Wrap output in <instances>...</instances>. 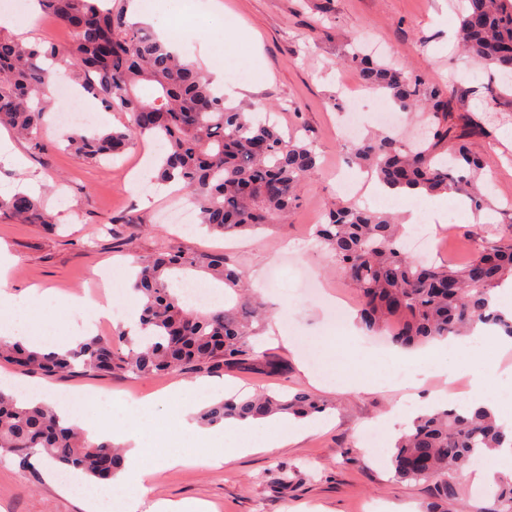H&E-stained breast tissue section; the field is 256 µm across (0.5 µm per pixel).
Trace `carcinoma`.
<instances>
[{"mask_svg":"<svg viewBox=\"0 0 512 512\" xmlns=\"http://www.w3.org/2000/svg\"><path fill=\"white\" fill-rule=\"evenodd\" d=\"M38 0L43 16L73 33L70 44L25 43L0 28V125L42 150L47 106L35 100L48 79L46 63L68 60L86 92L119 112L122 126L79 130L65 136L79 158L97 162L123 153L146 137L163 142L158 178L175 182L193 198L202 223L227 236L244 235L286 219L299 203L303 183L318 173L313 142L288 136L240 103L231 104L193 62L170 52L159 38L127 18L124 3L112 0ZM456 38L462 63L483 67L490 81L512 70V0H463ZM361 82L380 89L400 112L419 114L430 131L405 141L389 133L357 140L346 150L380 183L423 195L457 193L480 212L490 207L481 192L484 161L469 147L482 131L474 112L456 111L448 86L426 85L392 60L375 61L354 50L345 59ZM0 211L23 224L54 227L40 199L17 192L0 198ZM509 231L479 246L459 266L420 262L401 244L399 216L351 204L329 210L314 235L354 285L366 330H389V342L412 350L448 336H465L477 325L498 328L512 338V313L492 307L494 290L512 280V211L499 210ZM132 290L139 296L136 335H93L64 355L30 350L0 339V360L31 376L96 375L117 372L162 376L172 371L211 375L253 366L263 360L251 338L261 306L244 296L242 273L223 253L183 254L167 247L136 256ZM194 269L224 283L238 295L231 308L205 312L190 306L172 288L169 273ZM326 409L325 401L300 390L293 396L261 391L229 398L203 410L209 425L227 419L274 414L306 417ZM507 439L493 412L469 414L434 410L417 417L396 441L391 464L399 481L431 487L424 512H512V482H505L484 506L470 503L460 479L463 468ZM0 448L22 468L38 454L98 481L123 466L121 450L94 443L42 402L22 404L0 390Z\"/></svg>","mask_w":512,"mask_h":512,"instance_id":"obj_1","label":"carcinoma"}]
</instances>
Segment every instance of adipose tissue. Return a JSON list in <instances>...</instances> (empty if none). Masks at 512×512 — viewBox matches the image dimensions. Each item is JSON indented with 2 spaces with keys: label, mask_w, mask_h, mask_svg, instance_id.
<instances>
[{
  "label": "adipose tissue",
  "mask_w": 512,
  "mask_h": 512,
  "mask_svg": "<svg viewBox=\"0 0 512 512\" xmlns=\"http://www.w3.org/2000/svg\"><path fill=\"white\" fill-rule=\"evenodd\" d=\"M370 189L381 198L399 202L402 218L408 224L416 223L426 216L437 218L446 206L445 201L436 196L428 199L424 208L417 210L411 205L408 189H394L375 180L371 181ZM211 387L210 381L199 379L188 385H171L157 396L131 403L117 398L112 402V415L106 422L93 416L96 401L92 398L80 402L56 400L51 390L37 388L23 394L22 399L26 402L52 399L56 410L73 418L92 440L100 443L112 439L124 445V470L108 481L107 493L88 491L83 500L86 512H208L207 504L200 500L152 501L148 498V478L157 467L176 466L187 460L186 454L172 447L171 430H181L194 442L210 446L207 463L217 468L241 456L282 447L309 430L305 421L287 414L261 420L230 419L224 423V445L213 446L210 430L199 427L193 421L196 406L188 399L189 394L206 391ZM445 401L466 409L481 405L488 407L498 412L501 423L512 427V416L506 413L507 405L495 371H473L468 394L442 391L434 395L433 399L422 402L420 409L426 412L431 410L433 404Z\"/></svg>",
  "instance_id": "obj_1"
}]
</instances>
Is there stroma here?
Wrapping results in <instances>:
<instances>
[{
    "instance_id": "35a3bbf8",
    "label": "stroma",
    "mask_w": 512,
    "mask_h": 512,
    "mask_svg": "<svg viewBox=\"0 0 512 512\" xmlns=\"http://www.w3.org/2000/svg\"><path fill=\"white\" fill-rule=\"evenodd\" d=\"M12 0H0V23L25 41L62 44V37L36 16L15 17ZM316 0H162L155 10L157 24L174 22L182 11L190 17L183 29L182 54L204 64L226 55L230 68L252 69L261 63L266 80L246 100L257 111H270L284 130L309 137L321 155L320 173L305 184L302 200L283 227L252 237L225 238L204 228L178 229L165 223L171 187L157 186L145 196L136 181L155 177L154 160L163 154L159 142L132 146L122 157L89 164L54 141L61 129L47 125L45 150L37 151L14 139L10 129L0 137L11 140L22 165L0 159V196L9 197L28 181L58 225L57 231L36 224H16L0 217V247L12 260L0 296L11 309L26 305L31 291L41 293L43 307L78 293L111 297L123 316L102 327L111 334L139 309L127 290L133 254L152 253L160 244L195 253L230 254L255 297L270 310L265 330L255 339L267 364L212 375L217 385L233 393L262 389L293 393L311 391L332 401L319 414L321 428L274 452L249 454L215 469L205 462L206 449L186 446L189 464L158 471L151 498L196 499L209 502L213 512H368L371 505L407 506L421 512L430 500L427 484L394 479L389 465L391 444L386 437L406 429L413 406L444 387L448 371L458 372L460 385L471 380L464 351L450 353L447 362L415 360L411 373L393 380L385 357L368 345L364 330L337 329L336 310L328 299L356 305L354 286L336 272L330 257L316 242L314 229L324 223L336 204L351 202L374 211L397 212L398 206L365 193L368 176L343 148L340 125L345 114L360 112L366 132L377 126L373 115L391 108L382 93L364 87L357 74L343 65L353 47L377 44L383 57L402 63L428 83L450 84L456 95L477 105L487 75L480 69L454 71L458 53L453 34L458 24V0H328L326 10ZM234 17L250 28L254 41L225 50L216 32L219 20ZM471 147L485 162L482 191L494 203L491 211L474 214L458 207V194L448 196L455 220L429 225V247L437 261L459 264L486 241L498 240L504 227L496 210L512 205V96H500L489 113L483 133L472 136ZM295 254L318 280L308 294H294L288 307L267 283L271 268L282 265L285 253ZM292 337L295 348L284 346ZM316 369V376L305 373ZM369 373L368 393L342 391L345 378ZM0 374L13 388L42 386L56 395L78 391L97 394L99 416H107L113 397L138 399L183 381L174 372L164 377L112 376L32 377L0 363ZM350 449L349 461L340 458ZM50 465L35 461L20 468L14 455L0 452V512H84L77 497L49 477Z\"/></svg>"
}]
</instances>
